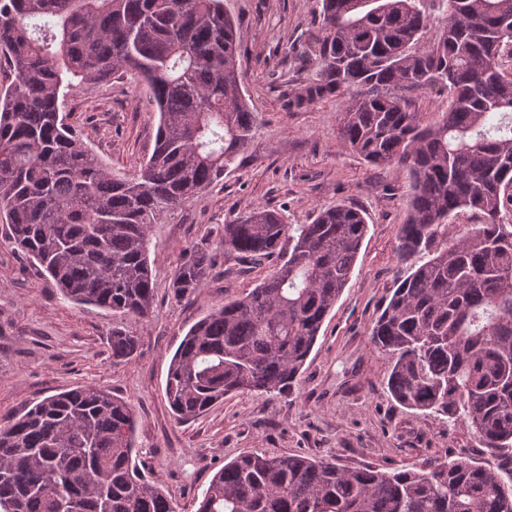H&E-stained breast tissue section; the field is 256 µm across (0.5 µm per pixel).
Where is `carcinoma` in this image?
I'll list each match as a JSON object with an SVG mask.
<instances>
[{
  "instance_id": "obj_1",
  "label": "carcinoma",
  "mask_w": 512,
  "mask_h": 512,
  "mask_svg": "<svg viewBox=\"0 0 512 512\" xmlns=\"http://www.w3.org/2000/svg\"><path fill=\"white\" fill-rule=\"evenodd\" d=\"M321 4L316 73L294 102L341 99L343 144L406 173L397 256L421 255L371 328L393 358L387 388L408 409L465 423L490 459L386 472L246 454L214 474L196 512H512V0H440L445 24L429 41L422 0ZM237 58L224 0H0V216L65 299L150 314V226L224 176L255 129ZM116 72L145 85L159 114L131 177L110 172L61 113L69 91ZM422 93L448 94V109L424 120ZM367 230L345 204L311 224L270 207L228 219L224 256L279 262L187 331L166 380L175 418L234 393L292 391ZM211 266L205 252L181 264L176 296ZM138 345L112 328L113 362ZM134 426L131 404L95 385L1 423L0 512H178L132 465Z\"/></svg>"
}]
</instances>
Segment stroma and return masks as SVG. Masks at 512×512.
Segmentation results:
<instances>
[{
    "label": "stroma",
    "instance_id": "1",
    "mask_svg": "<svg viewBox=\"0 0 512 512\" xmlns=\"http://www.w3.org/2000/svg\"><path fill=\"white\" fill-rule=\"evenodd\" d=\"M320 6V0H224L237 22L241 90L257 128L219 181L152 225L155 302L148 318L116 319L63 299L53 280L9 245V226L0 221V422L60 391L103 387L132 403L133 458L181 512H196L214 473L242 454L306 455L389 472L445 455L484 460L464 423L420 415L387 389L391 357L375 348L370 330L404 268L396 248L407 181L340 141V100L291 103L313 72ZM64 113L108 168L134 174L153 151L158 116L132 75L117 73L90 92L72 91ZM339 203L362 209L368 231L293 392L233 394L198 419L177 423L165 381L186 331L276 265L225 256L219 248L225 219L264 206L283 210L288 223L309 224ZM196 251L214 253L216 261L199 288L176 296L174 272ZM116 326L139 338L131 361H112Z\"/></svg>",
    "mask_w": 512,
    "mask_h": 512
}]
</instances>
